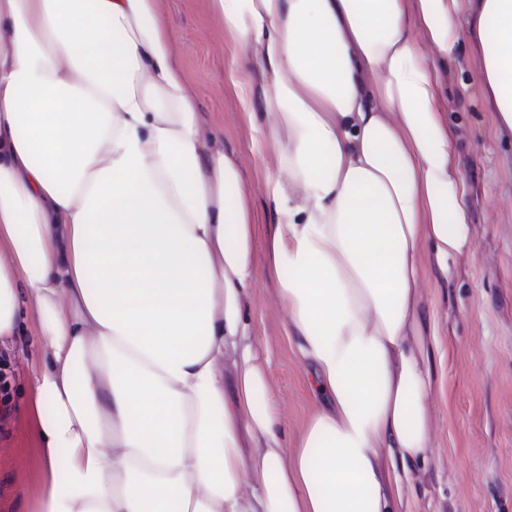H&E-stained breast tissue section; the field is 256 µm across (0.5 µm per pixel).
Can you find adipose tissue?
Masks as SVG:
<instances>
[{"label": "adipose tissue", "instance_id": "ef3b65f1", "mask_svg": "<svg viewBox=\"0 0 512 512\" xmlns=\"http://www.w3.org/2000/svg\"><path fill=\"white\" fill-rule=\"evenodd\" d=\"M208 2L276 158L266 271L324 401L283 444L238 343L258 217L160 0H0V348L31 321L34 512H408L444 389L423 260L472 248L442 69L475 40L512 135V0Z\"/></svg>", "mask_w": 512, "mask_h": 512}]
</instances>
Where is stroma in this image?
Instances as JSON below:
<instances>
[{"label": "stroma", "instance_id": "1", "mask_svg": "<svg viewBox=\"0 0 512 512\" xmlns=\"http://www.w3.org/2000/svg\"><path fill=\"white\" fill-rule=\"evenodd\" d=\"M162 7L204 129L226 154L240 159L243 183L257 214H264L263 182L275 170V156L252 152L253 127L231 89L230 54L206 0H162ZM481 67L480 49L462 44L438 101L455 132L454 159L464 178L473 249L444 269L431 259L424 263L422 315L441 341L445 384L432 404L435 432L429 463L415 478L413 512H512V143L497 135L479 81ZM267 244L268 231L260 229L258 274L243 307L247 341L269 361V387L285 414L281 438L289 442L315 403L306 369L285 336L276 282L264 272ZM22 363L8 360L10 415L0 425V448L10 449L14 460L12 468L0 470V490L8 491L11 512H30L42 481Z\"/></svg>", "mask_w": 512, "mask_h": 512}]
</instances>
